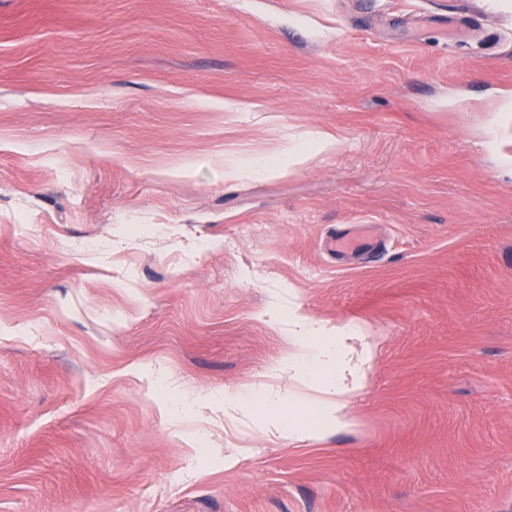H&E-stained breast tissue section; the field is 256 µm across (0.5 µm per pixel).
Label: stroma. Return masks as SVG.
I'll return each mask as SVG.
<instances>
[{"instance_id":"35a3bbf8","label":"stroma","mask_w":512,"mask_h":512,"mask_svg":"<svg viewBox=\"0 0 512 512\" xmlns=\"http://www.w3.org/2000/svg\"><path fill=\"white\" fill-rule=\"evenodd\" d=\"M296 307L376 346L306 441L222 398ZM0 512H512V0H0ZM310 146L319 150H325L334 146V140L326 133L316 132L311 134L306 139L305 143L300 145H291L283 150L279 156L265 158L263 161L254 162V164L261 167L266 173H276L284 168L280 157L291 156L295 159H305L310 150ZM369 228H371L369 225L352 224L347 232L340 231L329 236L326 240V248L336 253V256L361 255L358 238Z\"/></svg>"}]
</instances>
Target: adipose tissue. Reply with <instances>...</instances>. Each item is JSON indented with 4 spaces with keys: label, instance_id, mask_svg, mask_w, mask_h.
Segmentation results:
<instances>
[{
    "label": "adipose tissue",
    "instance_id": "adipose-tissue-1",
    "mask_svg": "<svg viewBox=\"0 0 512 512\" xmlns=\"http://www.w3.org/2000/svg\"><path fill=\"white\" fill-rule=\"evenodd\" d=\"M288 345L282 368L297 382V389L285 395L271 388L260 394L228 392L225 408L263 417L289 439H311L317 428L298 424L295 412L312 389L319 394L321 424L349 427V406L363 388L373 361V346L363 327L357 323L330 327L296 311L288 320Z\"/></svg>",
    "mask_w": 512,
    "mask_h": 512
}]
</instances>
